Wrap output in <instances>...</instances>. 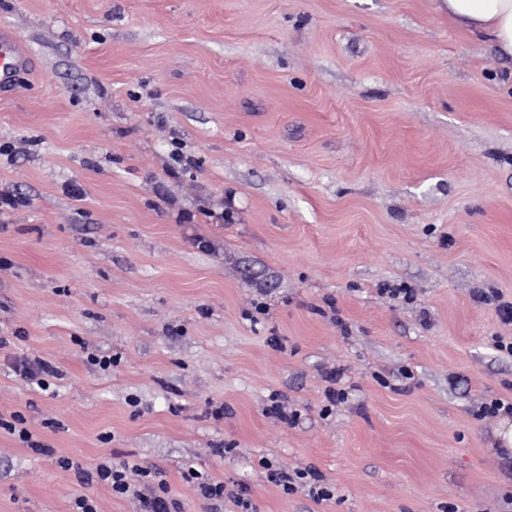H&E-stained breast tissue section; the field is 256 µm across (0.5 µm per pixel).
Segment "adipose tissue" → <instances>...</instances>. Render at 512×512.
Masks as SVG:
<instances>
[{"instance_id":"obj_1","label":"adipose tissue","mask_w":512,"mask_h":512,"mask_svg":"<svg viewBox=\"0 0 512 512\" xmlns=\"http://www.w3.org/2000/svg\"><path fill=\"white\" fill-rule=\"evenodd\" d=\"M448 16L477 36L490 39L500 54L512 58V0H443Z\"/></svg>"}]
</instances>
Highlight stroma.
Here are the masks:
<instances>
[{
	"instance_id": "1",
	"label": "stroma",
	"mask_w": 512,
	"mask_h": 512,
	"mask_svg": "<svg viewBox=\"0 0 512 512\" xmlns=\"http://www.w3.org/2000/svg\"><path fill=\"white\" fill-rule=\"evenodd\" d=\"M440 4L0 0V417L52 446L0 429V512H70L62 457L184 512L191 469L256 512H512L478 414L512 399V61ZM12 368L17 375L27 379L32 384H36L40 388H43L45 385L44 376H53L56 373L50 363L39 358H34L33 360L29 358L20 359L13 363ZM24 419L19 415H13L12 421L0 418V428H4L9 434L16 435L23 443H26L27 448L38 454H45L48 452L50 445L43 439L33 435L31 431L25 426ZM139 476L138 484L128 481V473ZM163 475L157 469L151 470L129 461L112 463L104 460L92 470L77 466L78 482L91 488L95 484L110 486L113 493L132 496L139 506V512H182L180 500L170 495V489ZM265 467L269 482L280 487L287 495L298 491L307 492L315 502L330 500L333 496L329 487L323 483L322 475L316 469L288 471L285 468L274 467L273 464H265Z\"/></svg>"
}]
</instances>
